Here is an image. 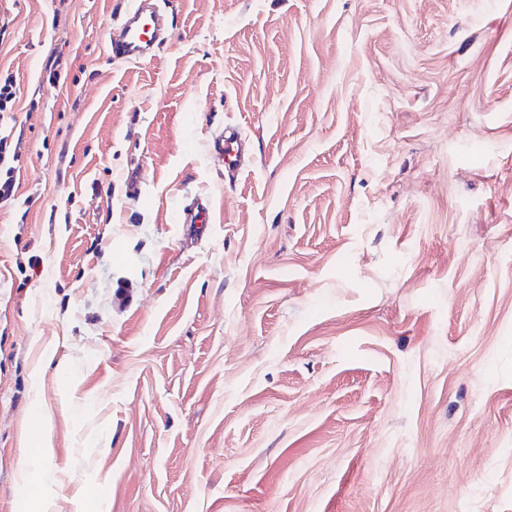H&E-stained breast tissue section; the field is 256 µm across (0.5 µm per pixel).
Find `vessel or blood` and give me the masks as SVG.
Listing matches in <instances>:
<instances>
[{
	"instance_id": "obj_1",
	"label": "vessel or blood",
	"mask_w": 512,
	"mask_h": 512,
	"mask_svg": "<svg viewBox=\"0 0 512 512\" xmlns=\"http://www.w3.org/2000/svg\"><path fill=\"white\" fill-rule=\"evenodd\" d=\"M165 16L158 0H135L124 18L121 35L112 40L109 50L112 55L140 60L153 56L155 48L165 39ZM236 132L214 141L213 148L222 152L224 164L230 169L240 166V149Z\"/></svg>"
}]
</instances>
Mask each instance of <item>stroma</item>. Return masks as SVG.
<instances>
[{
    "label": "stroma",
    "mask_w": 512,
    "mask_h": 512,
    "mask_svg": "<svg viewBox=\"0 0 512 512\" xmlns=\"http://www.w3.org/2000/svg\"><path fill=\"white\" fill-rule=\"evenodd\" d=\"M131 3L0 0V512H512V0ZM165 16L157 0H136L124 18L121 35L109 44L113 56L140 60L152 57L165 39ZM229 134H225L224 139L221 138L214 141L212 147L214 150L224 153V165L229 169H238L240 166V149L238 145V135L236 130L227 129ZM6 146V137H0V200L4 201L14 197L18 188L16 167L6 164Z\"/></svg>",
    "instance_id": "stroma-1"
}]
</instances>
